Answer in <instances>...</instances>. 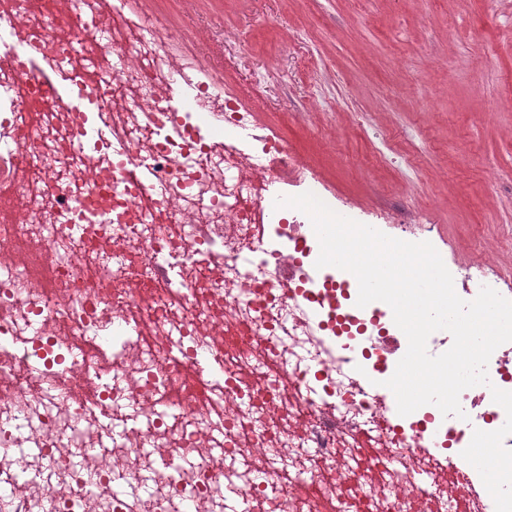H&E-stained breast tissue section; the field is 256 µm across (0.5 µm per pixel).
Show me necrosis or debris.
Here are the masks:
<instances>
[{"instance_id":"4bbe7bcc","label":"necrosis or debris","mask_w":512,"mask_h":512,"mask_svg":"<svg viewBox=\"0 0 512 512\" xmlns=\"http://www.w3.org/2000/svg\"><path fill=\"white\" fill-rule=\"evenodd\" d=\"M112 13L107 38L93 0H20L29 48L0 26V512H496L462 452L506 421L491 390L512 391V342L461 393L464 417L394 423L395 399L359 381L395 372L390 306L358 307L353 274L316 268L307 215L263 192L316 195V178L211 74L165 111L173 42L198 27L144 39L135 0ZM72 14L83 28L51 44ZM89 39V68L126 66L60 120L43 68ZM33 49L25 82L10 60ZM87 123L111 139L77 141Z\"/></svg>"}]
</instances>
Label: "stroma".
I'll use <instances>...</instances> for the list:
<instances>
[{
	"mask_svg": "<svg viewBox=\"0 0 512 512\" xmlns=\"http://www.w3.org/2000/svg\"><path fill=\"white\" fill-rule=\"evenodd\" d=\"M170 29L211 27L219 69L259 126L280 130L338 204L433 224L449 264L481 249L512 287V0H144ZM431 101V109L419 105ZM469 165H460V153Z\"/></svg>",
	"mask_w": 512,
	"mask_h": 512,
	"instance_id": "obj_1",
	"label": "stroma"
}]
</instances>
